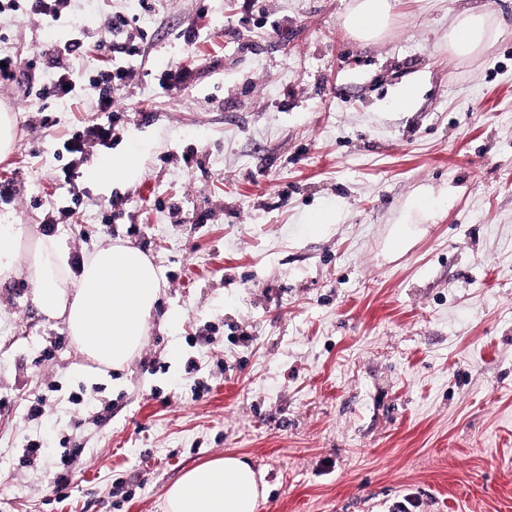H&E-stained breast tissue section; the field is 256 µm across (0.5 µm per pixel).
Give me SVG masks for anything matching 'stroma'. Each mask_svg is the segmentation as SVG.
I'll return each instance as SVG.
<instances>
[{
	"mask_svg": "<svg viewBox=\"0 0 512 512\" xmlns=\"http://www.w3.org/2000/svg\"><path fill=\"white\" fill-rule=\"evenodd\" d=\"M354 4L68 0L52 28L0 13V55L21 60L0 85L18 264L48 233L160 270L119 370L26 275L0 282V512H164L172 483L229 454L267 487L256 512H512V0H394L371 42L342 26ZM472 6L492 37L459 56L448 30ZM118 13L132 26L108 29ZM140 31L116 135L76 162L62 141L94 116L97 45ZM61 69L85 73L77 99L45 94ZM122 154L137 181L91 179ZM31 442L49 446L32 463Z\"/></svg>",
	"mask_w": 512,
	"mask_h": 512,
	"instance_id": "stroma-1",
	"label": "stroma"
}]
</instances>
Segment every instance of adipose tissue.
<instances>
[{"instance_id":"1","label":"adipose tissue","mask_w":512,"mask_h":512,"mask_svg":"<svg viewBox=\"0 0 512 512\" xmlns=\"http://www.w3.org/2000/svg\"><path fill=\"white\" fill-rule=\"evenodd\" d=\"M391 10V0H357L344 26L360 39H377L389 25ZM489 36L485 14L466 10L456 17L448 46L470 55ZM25 273L36 307L49 317L65 318L86 358L119 369L137 354L159 291V271L139 248L114 244L74 268L60 240L42 237ZM263 494L251 465L227 455L184 473L168 488L164 507L165 512H256Z\"/></svg>"}]
</instances>
